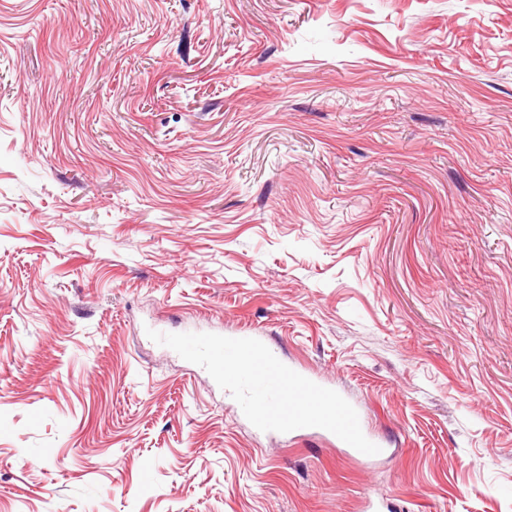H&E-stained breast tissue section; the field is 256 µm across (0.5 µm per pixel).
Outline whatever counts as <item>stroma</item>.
Wrapping results in <instances>:
<instances>
[{"label": "stroma", "instance_id": "35a3bbf8", "mask_svg": "<svg viewBox=\"0 0 512 512\" xmlns=\"http://www.w3.org/2000/svg\"><path fill=\"white\" fill-rule=\"evenodd\" d=\"M188 329L392 455L261 432ZM378 493L512 512V0H0V512ZM350 403V402H349ZM351 404V403H350ZM357 414H358V417H359V423H360V427H361V430L364 434V436L370 441L372 442L373 444H375L376 446H378L380 448V452L376 455H367V454H364L360 451H358L357 449H355L354 447H352L351 445L347 444L346 442H344L343 440H341L339 437H337L335 434L331 433L330 431H327L325 429H322V428H317V427H306V428H299V429H295L293 431H290V432H287V433H279V432H275V431H268V433H271V434H300V433H304V432H308V431H314L315 433H321V434H324L328 437H332V438H335L336 441L342 445L344 448H346L349 452L353 453L354 455L358 456V457H361V458H364V459H368V460H376L380 457H382L386 452H387V448H383L370 434H369V431L365 425V422L361 416V414L359 413L358 409L353 405L351 404Z\"/></svg>", "mask_w": 512, "mask_h": 512}]
</instances>
